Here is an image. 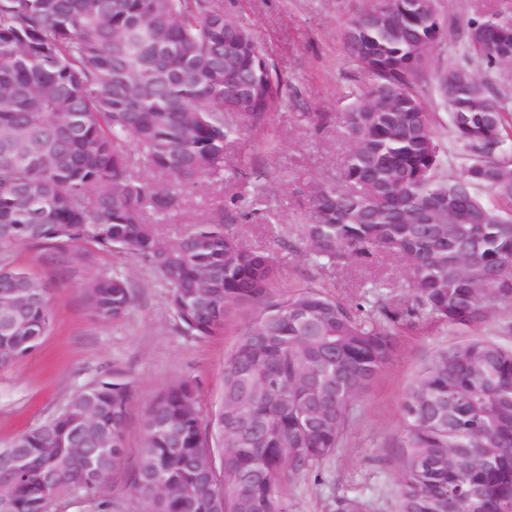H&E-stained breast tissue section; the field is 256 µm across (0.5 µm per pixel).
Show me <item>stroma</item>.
<instances>
[{"mask_svg": "<svg viewBox=\"0 0 512 512\" xmlns=\"http://www.w3.org/2000/svg\"><path fill=\"white\" fill-rule=\"evenodd\" d=\"M358 4L359 0H223L225 13L253 33L280 74L283 99L264 127L244 132L227 145L222 181L190 188L185 211L164 221L161 229L169 232L175 225L213 215L232 200L246 214L234 227L239 237L274 252L279 275L271 285L273 293L328 283L333 293L352 303L367 281L378 279L386 283L389 301L403 303L410 298V271L404 258L388 254L368 266L316 267L305 255L299 221L303 201L296 186L299 180L334 168L346 148L341 115L368 81L341 40ZM502 6V0H436L445 36L428 51L414 89L435 112L444 145L452 143L449 108L439 95L436 75L458 59L467 20ZM314 112L331 117L330 124L317 132L306 119ZM270 140L278 144L272 153L264 148ZM286 235L294 241L293 250L276 245ZM43 254V249L31 246L0 250V265L23 268L48 283L55 309L40 344L0 369V449L9 447L22 430L52 419L76 391L106 373L121 372L135 392L125 428L129 452L106 495L116 512H130L128 480L138 465L147 407L170 382L192 375L202 383V412L211 416L223 401L224 355L251 313H235L223 335L198 341L180 332L168 307L166 283L127 254L87 245L73 254L63 274L48 266ZM112 275L128 280L135 303L121 320L106 322L88 308L84 288L95 278ZM465 338V333L446 326L402 333L392 362L365 394L357 396L354 419L342 447L324 465L322 482L304 477L290 487L291 512H330L332 497L339 495L360 497L368 503V512H395L394 479L406 431L404 395L438 348Z\"/></svg>", "mask_w": 512, "mask_h": 512, "instance_id": "obj_1", "label": "stroma"}]
</instances>
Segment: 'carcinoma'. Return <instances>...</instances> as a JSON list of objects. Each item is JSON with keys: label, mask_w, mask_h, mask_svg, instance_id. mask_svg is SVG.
Returning a JSON list of instances; mask_svg holds the SVG:
<instances>
[{"label": "carcinoma", "mask_w": 512, "mask_h": 512, "mask_svg": "<svg viewBox=\"0 0 512 512\" xmlns=\"http://www.w3.org/2000/svg\"><path fill=\"white\" fill-rule=\"evenodd\" d=\"M511 23L470 21L478 67L452 61L437 75L465 160L450 175L433 113L411 92L442 34L435 0L355 9L342 42L369 83L343 115L349 149L336 172L297 188L303 241L321 268L401 255L411 297L394 304L372 283L368 303L349 304L321 285L272 294L275 258L232 231L234 206L178 225L173 239L158 231L283 96L257 42L239 44L245 27L224 28L218 0H0V250L47 249L59 266L84 244L119 250L166 282L178 328L198 340L253 311L224 355L218 410L202 418L194 376L148 407L129 483L135 512H289L288 487L321 478L402 329L474 328L512 303V160L500 156L512 98L490 83L512 63V44L495 36ZM85 299L102 321L134 304L120 276L89 282ZM53 317L45 281L0 266L1 369L33 351ZM132 394L107 374L18 434L8 451L27 465L0 473V510L47 512L72 491L113 512L102 491L127 456ZM403 412L396 512H512V347L476 337L437 350ZM332 512L366 506L338 496Z\"/></svg>", "instance_id": "carcinoma-1"}]
</instances>
